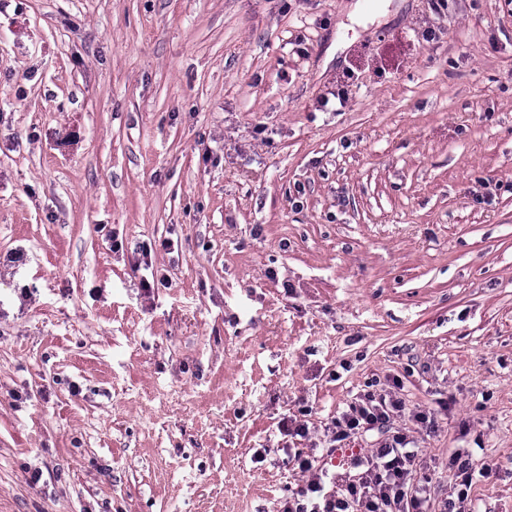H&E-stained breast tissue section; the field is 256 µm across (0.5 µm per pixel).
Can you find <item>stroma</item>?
Returning <instances> with one entry per match:
<instances>
[{
	"label": "stroma",
	"mask_w": 512,
	"mask_h": 512,
	"mask_svg": "<svg viewBox=\"0 0 512 512\" xmlns=\"http://www.w3.org/2000/svg\"><path fill=\"white\" fill-rule=\"evenodd\" d=\"M391 387L512 512V0H0V512H277Z\"/></svg>",
	"instance_id": "obj_1"
}]
</instances>
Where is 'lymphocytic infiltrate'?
Listing matches in <instances>:
<instances>
[{
  "label": "lymphocytic infiltrate",
  "mask_w": 512,
  "mask_h": 512,
  "mask_svg": "<svg viewBox=\"0 0 512 512\" xmlns=\"http://www.w3.org/2000/svg\"><path fill=\"white\" fill-rule=\"evenodd\" d=\"M405 411L394 391L360 394L325 427L332 444L360 433L381 434L377 448L355 457L358 480L347 483L340 492H329L333 477L328 470L315 456L295 450L288 453L286 462L305 474L306 480L281 500L280 512H429L432 480L418 474L421 461L407 436L391 429L394 415Z\"/></svg>",
  "instance_id": "f902f5d3"
}]
</instances>
